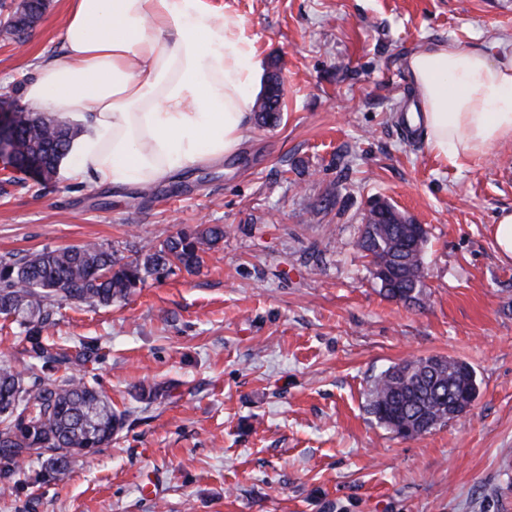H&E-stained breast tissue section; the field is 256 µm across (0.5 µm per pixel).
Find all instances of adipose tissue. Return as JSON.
<instances>
[{
  "mask_svg": "<svg viewBox=\"0 0 512 512\" xmlns=\"http://www.w3.org/2000/svg\"><path fill=\"white\" fill-rule=\"evenodd\" d=\"M59 57L21 88L27 107L87 119L70 178L120 190L236 154L261 61L245 26L203 0H66ZM427 144L454 166L512 140V56L432 42L406 63Z\"/></svg>",
  "mask_w": 512,
  "mask_h": 512,
  "instance_id": "adipose-tissue-1",
  "label": "adipose tissue"
}]
</instances>
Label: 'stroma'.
I'll use <instances>...</instances> for the list:
<instances>
[{
	"mask_svg": "<svg viewBox=\"0 0 512 512\" xmlns=\"http://www.w3.org/2000/svg\"><path fill=\"white\" fill-rule=\"evenodd\" d=\"M206 3L244 21L279 72L277 125L250 124L235 156L149 196L63 174L0 190V255L226 231L199 273L58 310L49 343L131 417L67 484L26 467L0 512H512V262L493 239L512 141L462 169L437 158L406 120L405 68L433 41L511 54L512 0ZM65 23L50 0L22 48L0 41V94L60 56ZM375 199L428 231L420 303L386 299L356 246ZM432 356L471 365L479 394L400 438L368 413L371 383ZM162 383L171 397H140Z\"/></svg>",
	"mask_w": 512,
	"mask_h": 512,
	"instance_id": "stroma-1",
	"label": "stroma"
}]
</instances>
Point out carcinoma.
<instances>
[{
	"label": "carcinoma",
	"instance_id": "1",
	"mask_svg": "<svg viewBox=\"0 0 512 512\" xmlns=\"http://www.w3.org/2000/svg\"><path fill=\"white\" fill-rule=\"evenodd\" d=\"M14 123L18 137L9 165L40 185L53 183L80 127L52 112H17ZM223 240L224 226L214 224L121 250L89 241L0 256V315L17 324L31 359L25 371L0 367L1 490L20 482L27 464L38 466V481H64L78 458L110 443L131 416L128 410L112 409L84 378L61 371L68 356L43 342L44 332L55 326L56 309L64 304L110 306L150 279H163L176 269L197 272ZM427 241L422 225L379 224L369 211L356 245L371 266L387 271L380 280L385 296L411 304L425 288ZM37 366L50 374L37 373ZM478 390L476 372L464 361L412 358L375 377L368 413L394 433L408 427L419 437L466 414Z\"/></svg>",
	"mask_w": 512,
	"mask_h": 512
}]
</instances>
